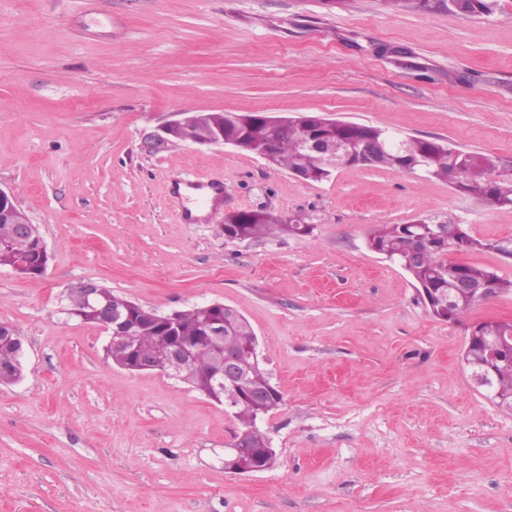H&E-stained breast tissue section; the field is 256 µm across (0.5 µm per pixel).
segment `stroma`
Here are the masks:
<instances>
[{"mask_svg":"<svg viewBox=\"0 0 512 512\" xmlns=\"http://www.w3.org/2000/svg\"><path fill=\"white\" fill-rule=\"evenodd\" d=\"M465 17L424 0H0V186L53 254L0 268V323L25 344L0 386V512H512V413L474 386L467 324L512 321V293L467 323L433 318L371 251L378 224L423 218L512 240V209L447 182L344 167L303 181L255 153L152 135L190 112L318 113L440 139L512 173V0ZM223 181L181 221L177 175ZM313 231L224 237V214ZM100 282L161 312L220 302L251 324L285 403L265 472L224 470L239 424L164 373L106 354L60 313Z\"/></svg>","mask_w":512,"mask_h":512,"instance_id":"obj_1","label":"stroma"}]
</instances>
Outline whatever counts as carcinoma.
<instances>
[{"mask_svg": "<svg viewBox=\"0 0 512 512\" xmlns=\"http://www.w3.org/2000/svg\"><path fill=\"white\" fill-rule=\"evenodd\" d=\"M454 14L470 17L491 16L498 13L501 0H457ZM213 126L224 127V135H241L246 143L256 149L267 142L270 130L259 113L204 112L200 122L182 132V140L194 141ZM336 135L352 142L357 148L374 153L379 158L377 167L397 169L407 173H422L430 178L442 180L448 177V165L456 167L458 191L477 202L493 208H512V173L502 174L492 157L463 149L452 154L454 145L435 139L407 137L395 130L362 123L336 127ZM273 166L288 171L297 170L304 180L322 182L330 179L332 171L326 169L324 156L313 150H303L298 143V132L293 123L283 128L274 141ZM313 230L312 225L302 219L283 220L271 213L259 215L243 224H226L222 231L229 239L262 240L277 233L291 236H305ZM437 225L432 222L410 224H384L374 228L368 236V247L379 255L398 263L412 278L415 287L450 296L452 317L456 323L472 309L493 299V296H473L454 288L460 269H465L476 280L488 281L500 293L512 292V280L501 277L497 272L472 263L459 265L453 255L456 248L436 238ZM38 238H14L7 245H0V266L13 267L24 257L38 256ZM498 241L471 237L464 251L500 252ZM209 317L206 306H194L183 310L177 328L168 330L151 318H141L130 324L128 335L110 336L111 344L107 355L116 365L126 369L133 359V353L149 356L172 342V337L201 339L204 335V321ZM256 338L255 332L244 316H239L224 339V347L238 349L247 354V346ZM24 345L14 341L12 336L0 335V385L14 384L24 374ZM485 350L483 345L473 343L467 346V366L472 371L483 369ZM246 361L250 371L245 386L263 390L269 375L261 363ZM216 369L210 350L202 346L196 350L192 360L179 373L178 379L202 393L209 389L208 378ZM493 388L486 397L499 408L512 411V367H504L493 377ZM283 404V396L268 397L262 408L252 402L237 401L233 417L240 428L237 436L243 440L244 453L250 455L257 448L266 447L268 433L257 427L264 418Z\"/></svg>", "mask_w": 512, "mask_h": 512, "instance_id": "carcinoma-1", "label": "carcinoma"}]
</instances>
